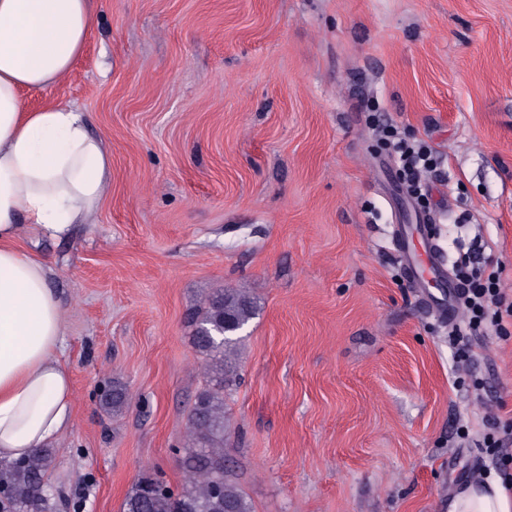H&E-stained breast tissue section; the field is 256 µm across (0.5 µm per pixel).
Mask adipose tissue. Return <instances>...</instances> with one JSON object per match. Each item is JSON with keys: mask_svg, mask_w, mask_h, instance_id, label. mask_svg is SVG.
I'll return each mask as SVG.
<instances>
[{"mask_svg": "<svg viewBox=\"0 0 512 512\" xmlns=\"http://www.w3.org/2000/svg\"><path fill=\"white\" fill-rule=\"evenodd\" d=\"M92 0H0V462L28 458L72 425L73 389L60 357L63 310L23 227L63 234L102 199L110 157L82 115L57 102L25 106V91L57 84L83 54ZM448 512H512V484L463 485Z\"/></svg>", "mask_w": 512, "mask_h": 512, "instance_id": "1", "label": "adipose tissue"}]
</instances>
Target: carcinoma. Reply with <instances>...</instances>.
<instances>
[{
  "label": "carcinoma",
  "mask_w": 512,
  "mask_h": 512,
  "mask_svg": "<svg viewBox=\"0 0 512 512\" xmlns=\"http://www.w3.org/2000/svg\"><path fill=\"white\" fill-rule=\"evenodd\" d=\"M256 313L253 298L227 288L214 289L191 309L192 345L202 358L208 384L197 395L188 417L187 441L180 457L185 484L174 490L143 474L126 496L123 512H252L244 493L224 475V395L236 382L237 339L233 335ZM128 403L127 385L112 379L104 408L119 415ZM49 463L50 454L41 448L0 472V507L5 512H47L44 475Z\"/></svg>",
  "instance_id": "obj_1"
}]
</instances>
